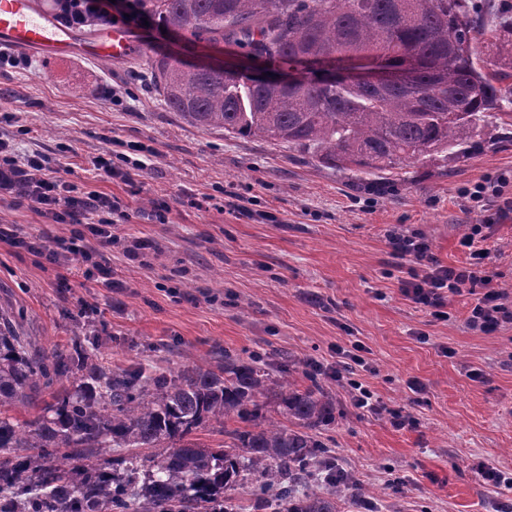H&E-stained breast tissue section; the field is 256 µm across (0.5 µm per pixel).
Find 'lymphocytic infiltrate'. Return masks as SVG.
Listing matches in <instances>:
<instances>
[{"label":"lymphocytic infiltrate","instance_id":"lymphocytic-infiltrate-1","mask_svg":"<svg viewBox=\"0 0 512 512\" xmlns=\"http://www.w3.org/2000/svg\"><path fill=\"white\" fill-rule=\"evenodd\" d=\"M142 0H53L57 19L68 27H96L104 22H121L131 28H143L147 17ZM9 194L55 224H79L83 230L76 238L57 241L49 253L58 261L73 256L84 260L103 257L112 245V227L128 216L129 204L121 197L97 192H77L56 174V164L44 154H19L8 140L0 138V194ZM461 196L468 210H484L496 203L499 216L512 213V175L485 178L464 187ZM486 227L470 225L461 240L469 250V260L461 266L441 265L432 255L425 236L391 230L388 243L399 257L416 262L411 279L402 281V294L414 303L442 316L450 297L470 294L476 302L466 320L471 330L489 332L512 324V303L506 302L501 289L491 287L482 269L491 257L484 248Z\"/></svg>","mask_w":512,"mask_h":512}]
</instances>
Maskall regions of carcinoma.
Masks as SVG:
<instances>
[{
	"mask_svg": "<svg viewBox=\"0 0 512 512\" xmlns=\"http://www.w3.org/2000/svg\"><path fill=\"white\" fill-rule=\"evenodd\" d=\"M143 7L169 29L279 67L302 55L362 56L389 67L416 60L407 83L382 90L336 85L319 72L288 88L245 71L152 62L158 94L183 122L285 145L327 168L380 179L424 159L469 157L480 147L478 129L505 116L506 89L496 83L512 68V24L496 35L493 72L484 71L469 0H143ZM75 372L47 407L53 416L0 418V512H141L143 502L155 512H233L227 493L250 476L261 483L254 512H336V500L356 486L316 435L336 420V402L315 375L302 390L285 386L258 358L227 351L214 368L112 370L88 353L74 365L31 351L0 314L1 408L25 404L37 383ZM269 393L290 425L255 422L256 398ZM231 419L248 426L228 432L222 448L189 439L207 422ZM164 442L170 448L142 477L134 456L121 459L122 477L101 467L104 455ZM316 467L326 492L306 484Z\"/></svg>",
	"mask_w": 512,
	"mask_h": 512,
	"instance_id": "carcinoma-1",
	"label": "carcinoma"
}]
</instances>
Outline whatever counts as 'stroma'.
<instances>
[{
    "label": "stroma",
    "mask_w": 512,
    "mask_h": 512,
    "mask_svg": "<svg viewBox=\"0 0 512 512\" xmlns=\"http://www.w3.org/2000/svg\"><path fill=\"white\" fill-rule=\"evenodd\" d=\"M474 2L489 60L512 0ZM139 37L146 53L125 59L34 52L30 71H0V136L56 157L59 177L79 191L130 203L112 227L110 288L80 257L54 264L15 245L13 231L50 247L72 227L0 196V307L15 330L38 353L73 360L97 347L112 368L209 366L227 349L244 358L284 352L298 380L307 360L330 365L337 350L353 352L374 408L356 409L347 388L335 387L336 421L321 437L364 492L341 499L339 512H512V487L483 476L512 478V324L469 329L467 294L449 298L444 319L410 301L399 281L412 263L386 240L394 228L418 232L441 264L465 263L460 241L482 217L459 190L512 171V124L484 128L469 158L394 171L379 193L287 147L184 124L155 91L154 59L256 70L265 62L187 31ZM111 89L128 90L131 106L112 105ZM109 136L152 151L136 196L91 164ZM227 191L252 196L251 216L224 207ZM157 200L169 206L163 224L148 218ZM139 238L156 250H134ZM486 245L485 276L512 295V216L492 225ZM413 380L421 392L410 390ZM396 411L404 427L394 426Z\"/></svg>",
    "instance_id": "obj_1"
}]
</instances>
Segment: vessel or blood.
<instances>
[{"label":"vessel or blood","instance_id":"1","mask_svg":"<svg viewBox=\"0 0 512 512\" xmlns=\"http://www.w3.org/2000/svg\"><path fill=\"white\" fill-rule=\"evenodd\" d=\"M0 46L36 49L60 59L79 51L90 60H117L143 52L137 35L120 23H104L86 37L52 20L36 0H0Z\"/></svg>","mask_w":512,"mask_h":512}]
</instances>
